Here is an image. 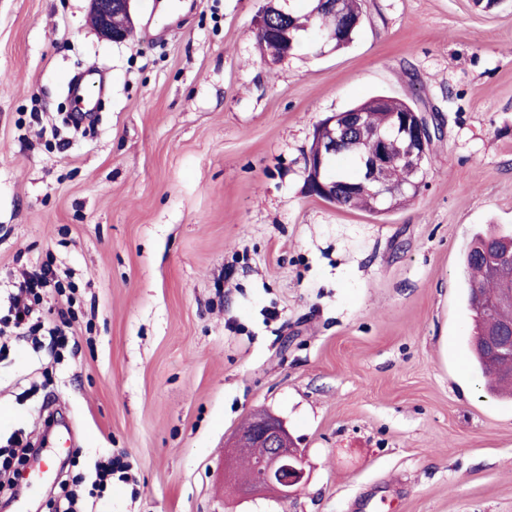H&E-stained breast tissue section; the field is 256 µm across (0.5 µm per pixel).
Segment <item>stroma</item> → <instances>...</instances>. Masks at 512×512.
<instances>
[{
  "label": "stroma",
  "mask_w": 512,
  "mask_h": 512,
  "mask_svg": "<svg viewBox=\"0 0 512 512\" xmlns=\"http://www.w3.org/2000/svg\"><path fill=\"white\" fill-rule=\"evenodd\" d=\"M263 0H0V281L54 259L76 349L0 340V448L74 434L6 512L126 455L95 512H512V401L468 362L462 255L512 230V0H362L345 49L262 60ZM100 66L91 130L66 82ZM434 111L419 196L375 216L309 195L316 126L373 96ZM264 410L303 452L288 500H237L224 449ZM120 17L123 24L116 25ZM89 21L99 35L113 42L124 40L131 32L130 0H89Z\"/></svg>",
  "instance_id": "1"
}]
</instances>
